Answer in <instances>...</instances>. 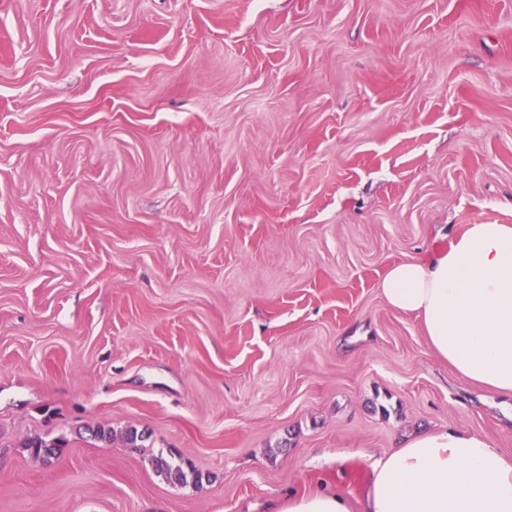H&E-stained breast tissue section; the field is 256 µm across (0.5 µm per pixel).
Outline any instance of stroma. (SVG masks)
<instances>
[{
    "instance_id": "stroma-1",
    "label": "stroma",
    "mask_w": 512,
    "mask_h": 512,
    "mask_svg": "<svg viewBox=\"0 0 512 512\" xmlns=\"http://www.w3.org/2000/svg\"><path fill=\"white\" fill-rule=\"evenodd\" d=\"M470 224L512 225V0H0V512H362L404 434L512 457L380 291ZM267 512H350V508L341 493L320 489L275 501Z\"/></svg>"
}]
</instances>
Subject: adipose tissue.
Segmentation results:
<instances>
[{
    "mask_svg": "<svg viewBox=\"0 0 512 512\" xmlns=\"http://www.w3.org/2000/svg\"><path fill=\"white\" fill-rule=\"evenodd\" d=\"M386 303L422 322L440 359L470 382L512 398V225L471 224L448 247L394 264ZM269 512H350L317 490L275 501ZM363 512H512V458L462 429L404 437L376 459Z\"/></svg>",
    "mask_w": 512,
    "mask_h": 512,
    "instance_id": "ef3b65f1",
    "label": "adipose tissue"
}]
</instances>
